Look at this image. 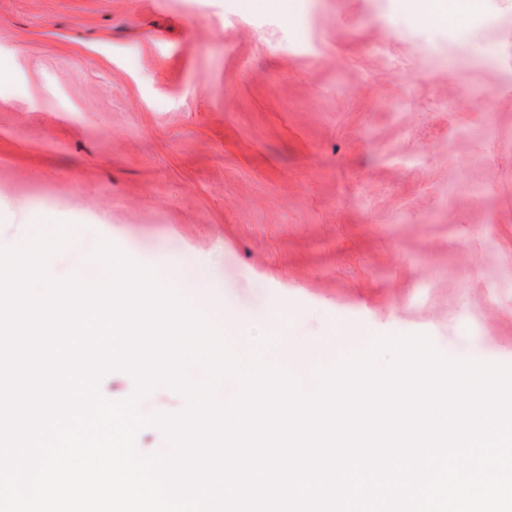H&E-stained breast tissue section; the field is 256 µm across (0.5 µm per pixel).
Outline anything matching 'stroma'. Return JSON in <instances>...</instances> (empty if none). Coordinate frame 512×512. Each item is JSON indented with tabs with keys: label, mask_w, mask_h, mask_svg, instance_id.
<instances>
[{
	"label": "stroma",
	"mask_w": 512,
	"mask_h": 512,
	"mask_svg": "<svg viewBox=\"0 0 512 512\" xmlns=\"http://www.w3.org/2000/svg\"><path fill=\"white\" fill-rule=\"evenodd\" d=\"M0 0V241L205 269L282 343L512 366V0ZM445 0H433L429 6H425L423 3L417 5L418 16L422 21L433 22L444 24L448 20H457L461 17L459 12L463 5L456 3L448 7V3L443 2Z\"/></svg>",
	"instance_id": "stroma-1"
}]
</instances>
